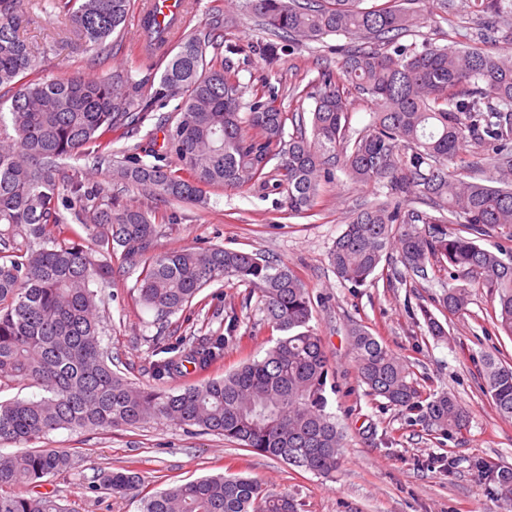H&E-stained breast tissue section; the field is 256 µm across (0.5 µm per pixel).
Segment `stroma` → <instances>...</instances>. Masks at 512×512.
I'll list each match as a JSON object with an SVG mask.
<instances>
[{
  "mask_svg": "<svg viewBox=\"0 0 512 512\" xmlns=\"http://www.w3.org/2000/svg\"><path fill=\"white\" fill-rule=\"evenodd\" d=\"M245 0H188L190 27L208 22L213 8L233 14L235 26L226 31L221 57L231 58L248 89L269 84L284 110L295 104L311 108L308 93L316 88L325 67L339 61L343 36L323 42L280 40L276 60L267 58L266 31L244 8ZM29 22L20 37L36 51L48 54L49 76L79 71L85 77L108 76L128 70L132 81H158L163 63L142 59L135 49L140 25L137 16L126 22L122 48L109 65H94L88 53L68 41L53 0H29ZM419 23L404 45L431 43L464 47L466 34L479 29L477 13L467 0H416ZM386 187L351 181L343 171L321 181L312 210L289 214L283 195L272 187L227 191L210 188L198 205L160 197L146 187L122 191L124 203L152 211L163 225L162 249L220 245L259 252L292 267L305 282L312 302L310 324L320 336L333 371L326 386L327 411L342 435L341 463L332 475L321 476L282 461L239 448L223 436L192 432L182 426L153 421L144 427L109 432L59 429L42 445L65 448L74 455L68 471L47 477L43 491L56 494L68 512H143L139 498L92 491L102 471H137L150 489L217 474L260 478L268 491L294 497L298 512H504L494 492L480 482L474 463L490 459L512 466V422L497 414L481 378L487 355L512 364V338L498 331L491 319L492 303L485 291L472 290L465 313L450 317L448 335H430L422 309L437 311L438 300L459 281L438 262H431L427 278L403 282L391 268L379 270L372 283L356 287L340 281L329 263V252L343 232L351 211L384 199ZM138 269L115 266L109 287L99 289L100 315L105 331L103 347L112 352L120 373L140 385L152 384L149 339L159 334L198 336L221 332L212 313L234 312L235 339L224 347V358L208 372L187 365L171 389L220 378L247 360L264 355L278 333L265 318L253 287L225 278L204 288L190 308L168 320L136 303ZM354 323L371 333L397 356L407 360L425 392L455 396L469 411L463 436L446 439L424 430L418 412L390 405L368 393L357 377L346 330ZM456 460L447 474L440 458Z\"/></svg>",
  "mask_w": 512,
  "mask_h": 512,
  "instance_id": "obj_1",
  "label": "stroma"
}]
</instances>
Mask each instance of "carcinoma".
Masks as SVG:
<instances>
[{
    "mask_svg": "<svg viewBox=\"0 0 512 512\" xmlns=\"http://www.w3.org/2000/svg\"><path fill=\"white\" fill-rule=\"evenodd\" d=\"M245 0L272 39L350 40L336 69L321 72L310 122L277 97L246 87L234 67L208 56L233 18L218 14L185 32L157 84L142 87L124 72L90 79H46L45 57L18 30L25 0H0V387L23 382L41 390L0 401V445L31 444L58 429L140 428L152 420L198 427L244 448L320 475L336 471L341 434L326 412L332 371L320 336L309 325L312 300L300 276L257 252L208 247L160 250L162 225L149 211L112 193L148 186L177 201H203L207 187L244 190L276 180L288 212L314 206L320 181L339 168L357 183H386L390 201L363 204L330 251L336 277L354 286L374 280L383 259L398 252L400 278H426L427 263L452 268L467 285L451 288L440 307L450 316L469 304V287L485 288L492 320L512 337V179L494 186L459 178L450 165L473 146L512 171V0H475L480 33L466 48L422 50L398 40L413 31L417 11L402 0ZM68 38L102 65L108 39L127 20L134 0H55ZM144 42L160 37L155 11L143 9ZM486 39L503 48L479 47ZM357 93L373 106L370 122L350 128ZM180 100L176 117L157 107ZM247 112H242V109ZM163 133L128 149L112 165V143L148 122ZM293 132L286 133V126ZM175 156L176 163L168 161ZM153 158L150 163L142 157ZM87 157L111 173L90 185L63 160ZM413 198L430 211L404 209ZM456 224L454 232L445 225ZM80 226L78 233L74 226ZM497 238L493 248L481 244ZM141 267L138 302L168 318L212 282L236 278L261 294L267 321L282 333L265 355L221 378L170 392L137 386L112 369L100 344L97 289L112 282V258ZM227 335L155 336L149 340L157 381L192 360L207 370L224 358ZM357 377L370 394L421 412L427 431L456 437L469 411L447 393L423 402L409 364L364 326L348 330ZM485 389L499 416L512 419V366L488 356ZM63 448L0 454V512H65L50 492L32 493L49 475L71 468ZM483 483L512 512V467L477 460ZM98 487L143 496V512H298L287 494L266 491L252 477L217 474L151 494L131 470L105 471Z\"/></svg>",
    "mask_w": 512,
    "mask_h": 512,
    "instance_id": "carcinoma-1",
    "label": "carcinoma"
}]
</instances>
